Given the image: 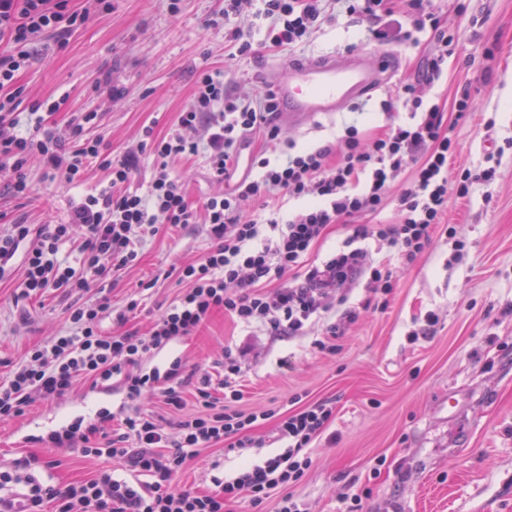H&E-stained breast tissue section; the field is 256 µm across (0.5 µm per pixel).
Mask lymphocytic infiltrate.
Returning a JSON list of instances; mask_svg holds the SVG:
<instances>
[{
  "instance_id": "1",
  "label": "lymphocytic infiltrate",
  "mask_w": 512,
  "mask_h": 512,
  "mask_svg": "<svg viewBox=\"0 0 512 512\" xmlns=\"http://www.w3.org/2000/svg\"><path fill=\"white\" fill-rule=\"evenodd\" d=\"M334 6L351 20L367 23L369 40L402 43L414 32L427 31L434 50L421 76L397 94L407 120L388 124L370 139L349 125L335 140L280 162L273 158L281 128L272 90L237 91L222 69L196 71L193 99L169 132L159 138L145 127L136 147L119 157L89 134L98 113H79L60 127L52 120L60 103L47 98L33 104L34 118L21 123L16 110L23 90L17 77L29 65L33 47L50 40L64 48L90 14L112 11L115 3L85 0L76 11L69 0H0V177H6L8 192L15 197L31 192L27 170L33 163L45 179L70 189L85 182L89 165L105 174L96 192L74 202L66 222L35 226L20 219L0 230V280L16 277L22 298L57 291L69 300L66 329L49 344L30 349L9 379L0 382V420L23 416L35 402L58 399L81 385L94 389L115 377L130 404L124 417L103 407L92 421L79 418L45 436L46 444L62 451L109 460L108 468L91 477L63 487L45 483L31 474L29 457L17 460L14 471L1 470L0 504L11 512H43L48 502L55 512H224L228 500L245 496L258 507L277 489L282 492L277 512H307L286 488L309 469L307 447L333 414L329 402L283 415L276 429L277 452L231 480L213 478V491L200 493L175 485L186 463L205 448L218 447L230 456L264 447L254 430L268 414L233 409L243 396V370L232 349H225L217 375L201 366L185 367L178 359L165 369L144 370L140 364L172 341L192 335L218 310L275 336H305L321 327L315 347L336 353L346 326L359 319L349 304L351 284L367 277V290L381 310L395 286L393 271L375 266L373 247H388L407 267L441 230L453 237L455 251L464 250L455 229L445 223L448 186L456 184L464 197L474 184L491 185L499 156L487 154L485 167L449 176L451 127L439 104L426 99L427 89L443 76L454 41L437 0H224L207 26L223 32L229 60L239 61L258 55L252 31L263 32L265 46L291 51L312 38ZM246 149L251 152L247 158L242 155ZM145 154L152 166L139 191L131 183ZM195 156L203 157L212 181L234 179L233 189L192 202L172 166ZM244 158L260 169L259 177L240 173ZM409 167L414 175L397 198L399 223H356V216L385 204L391 185ZM280 195L306 205L280 216L267 208ZM247 202L263 206L264 214L244 217ZM346 223L352 229L342 245L321 263L304 265L326 229ZM165 224L205 225L212 245L199 259L175 267L186 287L147 332L127 329L139 302L130 300L123 311L113 312L112 287L136 264L140 243ZM71 240L79 255L74 266L58 257L60 246ZM20 251L25 257L18 269L14 259ZM299 266L303 274L294 275ZM271 284L276 291L269 297L263 290ZM110 314L122 332L100 331L101 320ZM188 390L200 409L178 420L174 437L155 414L137 406L144 393L156 392L179 410Z\"/></svg>"
}]
</instances>
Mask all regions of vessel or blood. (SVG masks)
<instances>
[{"mask_svg": "<svg viewBox=\"0 0 512 512\" xmlns=\"http://www.w3.org/2000/svg\"><path fill=\"white\" fill-rule=\"evenodd\" d=\"M394 64L389 53L372 65L359 54L293 64L288 74L271 80L281 119L299 126L310 116L339 111L378 88Z\"/></svg>", "mask_w": 512, "mask_h": 512, "instance_id": "vessel-or-blood-1", "label": "vessel or blood"}]
</instances>
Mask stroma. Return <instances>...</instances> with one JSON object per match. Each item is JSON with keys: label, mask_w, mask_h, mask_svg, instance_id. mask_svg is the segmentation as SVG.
I'll return each mask as SVG.
<instances>
[{"label": "stroma", "mask_w": 512, "mask_h": 512, "mask_svg": "<svg viewBox=\"0 0 512 512\" xmlns=\"http://www.w3.org/2000/svg\"><path fill=\"white\" fill-rule=\"evenodd\" d=\"M171 5V0H118L111 12L92 14L75 29L65 50L39 51L18 76L25 88L20 112L49 97L62 103L54 116L60 125L80 112L100 113L92 134L117 157L138 140L142 127L166 135L191 101L194 70L225 65L223 33L205 26L222 0H180L175 14ZM441 8L459 43L429 98L452 112L455 93L467 82L473 100L468 117L454 128L449 170L476 168L486 151L504 150L490 187L476 186L466 201L449 194L448 223L455 239L436 236L412 267L400 271L387 308L364 312L347 330L339 353H320L313 335L274 336L218 311L193 335L142 362L146 370L177 357L190 367L209 365L221 359L225 348L243 350V398L236 408L270 411L257 429L263 438L274 435L280 415L332 401L331 421L308 447L310 468L288 488L308 512H343L341 496L352 485L369 491L362 512H512V0H442ZM364 38V25L335 14L310 43L290 52L262 49L261 62H240L234 77L263 89L271 71L287 70L295 61L354 51L373 62L393 53L397 64L387 82L359 99L357 107L282 129L280 138L313 146L334 139L350 124L373 136L390 120H404V112L387 114L382 104L413 80L434 45L425 32L402 44H368ZM488 49L493 61L478 64ZM104 80L125 86L126 96L103 102L94 87ZM174 172L194 202L224 191L223 184L209 179L202 158L176 161ZM28 176L29 195L0 196L5 220L65 221L72 202L104 178L94 169L81 189H69L44 180L35 163ZM456 239L466 244L458 261L452 258ZM210 245L202 225L161 228L139 246L138 265L114 285V305L130 296L141 298L143 310L133 325L147 331L184 289L170 276L172 265L199 258ZM14 287V282H0V381L10 377L28 350L59 335L65 325L62 307L51 296L28 303L32 320L23 322ZM431 314L438 319L433 334L412 337ZM125 402L118 384L104 390L79 387L34 404L23 417L0 422V469L34 455L56 463L36 469L43 481L64 486L91 476L102 460L33 439ZM266 454L253 448L224 458L206 449L187 464L179 483L204 491L212 486V474L233 477ZM215 460L220 467L214 472L210 464Z\"/></svg>", "instance_id": "35a3bbf8"}]
</instances>
